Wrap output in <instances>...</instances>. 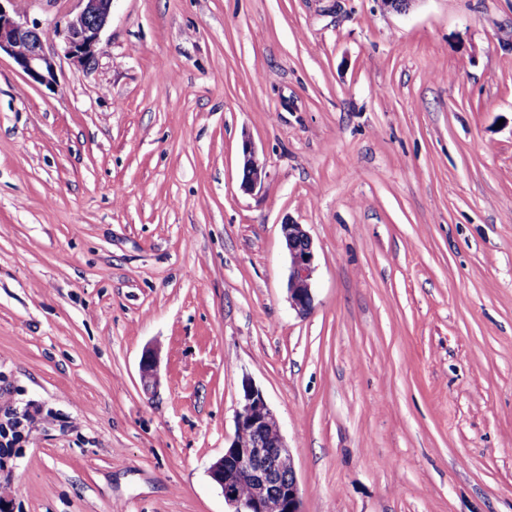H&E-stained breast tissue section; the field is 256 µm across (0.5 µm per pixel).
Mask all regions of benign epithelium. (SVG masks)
Returning a JSON list of instances; mask_svg holds the SVG:
<instances>
[{
	"label": "benign epithelium",
	"mask_w": 512,
	"mask_h": 512,
	"mask_svg": "<svg viewBox=\"0 0 512 512\" xmlns=\"http://www.w3.org/2000/svg\"><path fill=\"white\" fill-rule=\"evenodd\" d=\"M21 0H0V53L9 55L32 85H58L54 56L46 50L41 25L21 19ZM79 10L51 39L62 43L64 55L81 67L95 64L101 36L114 0H78ZM242 187L251 191L262 181L264 168L250 139L242 142ZM290 258L288 292L291 306L304 315L312 307L315 255L302 225L281 224ZM159 355L144 352L140 371L144 386L158 384ZM243 397L235 415V434L224 456L209 468L221 488L229 512H303L294 460L280 432L278 420L263 393L250 379L242 382Z\"/></svg>",
	"instance_id": "7a95c632"
}]
</instances>
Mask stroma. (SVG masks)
<instances>
[{
    "label": "stroma",
    "mask_w": 512,
    "mask_h": 512,
    "mask_svg": "<svg viewBox=\"0 0 512 512\" xmlns=\"http://www.w3.org/2000/svg\"><path fill=\"white\" fill-rule=\"evenodd\" d=\"M51 49L0 56L9 512H226L246 377L304 512H512V0H115ZM79 10L63 27L53 30L51 41L59 39L64 55L81 67L95 64L101 51V36L112 14L114 0H77ZM242 187L251 191L256 188L262 181L264 168L256 158V154L250 139H243L242 142ZM290 258L288 292L291 306L299 314H307L312 307V278L315 255L311 238L301 224L285 221L281 225ZM159 355L154 349H147L140 363L141 378L144 386L154 388L158 384Z\"/></svg>",
    "instance_id": "stroma-1"
}]
</instances>
